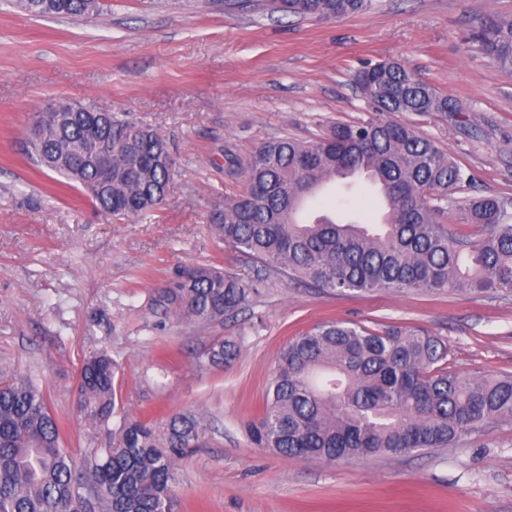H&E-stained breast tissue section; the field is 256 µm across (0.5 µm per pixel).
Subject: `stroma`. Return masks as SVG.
I'll list each match as a JSON object with an SVG mask.
<instances>
[{"label":"stroma","instance_id":"35a3bbf8","mask_svg":"<svg viewBox=\"0 0 512 512\" xmlns=\"http://www.w3.org/2000/svg\"><path fill=\"white\" fill-rule=\"evenodd\" d=\"M263 0H106L88 17L30 16L0 2V381L33 379L75 464L112 444L75 406L80 370L107 352L119 403L163 424L175 411L208 428L176 469V512H512V427L455 448L326 463L253 445L246 424L266 402L282 347L325 320L407 326L439 337L459 374L512 373V294L412 290L327 293L273 275L238 314L200 325L151 312V292L178 267L214 264L252 280V262L221 248L211 210L239 196L236 162L263 142L323 136L377 119L353 83L366 62L394 61L460 98L454 118L400 114L472 176L448 193L456 228L465 200L512 198V74L468 42L512 0H379L333 19L269 13ZM70 102L151 123L176 161L151 214L103 216L78 185L26 153L33 117ZM379 221L373 193L315 211ZM219 337L231 365L211 366ZM240 353L238 344L229 338L213 341L207 352V361L212 365L227 364L236 360Z\"/></svg>","mask_w":512,"mask_h":512}]
</instances>
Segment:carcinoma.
Returning <instances> with one entry per match:
<instances>
[{
  "instance_id": "cac0c4a2",
  "label": "carcinoma",
  "mask_w": 512,
  "mask_h": 512,
  "mask_svg": "<svg viewBox=\"0 0 512 512\" xmlns=\"http://www.w3.org/2000/svg\"><path fill=\"white\" fill-rule=\"evenodd\" d=\"M37 16H89L99 0H13ZM270 13L318 19L366 13L376 0H268ZM500 71L512 74V18L490 15L473 34ZM355 83L375 111L433 115L467 112L463 102L380 62ZM79 106L42 113L36 163L77 183L106 216L142 217L163 200L175 172L167 141L152 125L107 113L91 128ZM112 142V181L95 188L84 155ZM246 189L209 216L216 241L260 264L246 282L215 266H185L149 299L150 310L198 324L221 323L264 281L265 271L323 291L413 289L435 293H512V200L485 195L463 207L478 233L445 227L440 202L471 176L434 141L390 120L334 125L313 141L288 136L261 144L241 165ZM360 173L384 197L385 219L369 227L328 215L301 221L306 202L327 184ZM240 353L213 341L212 365ZM446 345L410 327L372 330L325 322L291 338L280 353L262 415L248 425L252 443L289 458L371 459L428 448H454L494 426H512V375L448 372ZM115 364L102 352L81 369L80 413L101 424L119 415ZM194 415L163 428L123 418L117 440L82 469L60 446V425L31 379L0 385V512H164L173 502L177 462L205 441Z\"/></svg>"
}]
</instances>
